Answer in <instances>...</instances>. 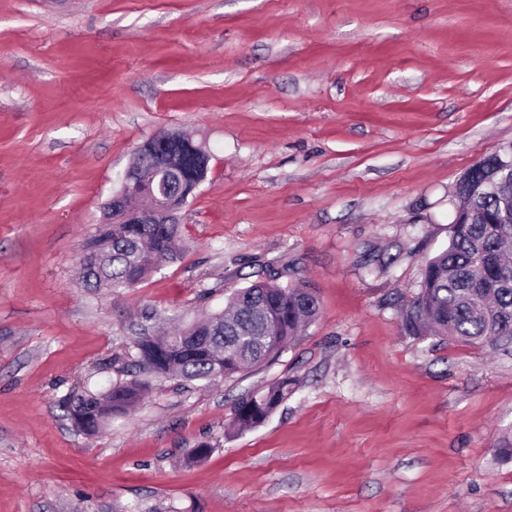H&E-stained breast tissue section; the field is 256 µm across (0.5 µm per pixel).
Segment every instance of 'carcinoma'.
Listing matches in <instances>:
<instances>
[{"label":"carcinoma","mask_w":512,"mask_h":512,"mask_svg":"<svg viewBox=\"0 0 512 512\" xmlns=\"http://www.w3.org/2000/svg\"><path fill=\"white\" fill-rule=\"evenodd\" d=\"M484 175L464 176L448 247L422 269L421 292L405 328L419 335L429 326L441 336L471 344L512 336V156L493 153L479 162ZM142 177L197 180V155L182 151L180 174L155 155L139 160ZM179 224L102 222L82 245L91 264H79L83 287L113 294L135 287L181 252ZM319 315L317 298L302 285L282 286L258 279L234 288L223 310L192 321L173 333L135 342L136 366L159 377L173 374L211 385L277 360L304 327ZM293 380L284 377L239 400L230 427L243 433L260 426L288 398ZM147 384L133 376L104 391L66 397L63 408L95 434L112 418L124 416L143 400Z\"/></svg>","instance_id":"1"}]
</instances>
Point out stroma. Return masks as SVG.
Masks as SVG:
<instances>
[{
  "instance_id": "1",
  "label": "stroma",
  "mask_w": 512,
  "mask_h": 512,
  "mask_svg": "<svg viewBox=\"0 0 512 512\" xmlns=\"http://www.w3.org/2000/svg\"><path fill=\"white\" fill-rule=\"evenodd\" d=\"M161 131L211 153L182 255L87 292L79 246ZM511 144L512 0H0V512H512V342L404 327L458 180ZM272 270L320 307L276 361L149 376L77 431L65 396ZM294 380L284 377L262 391L242 397L235 407L230 427L243 433L260 426L288 398Z\"/></svg>"
}]
</instances>
